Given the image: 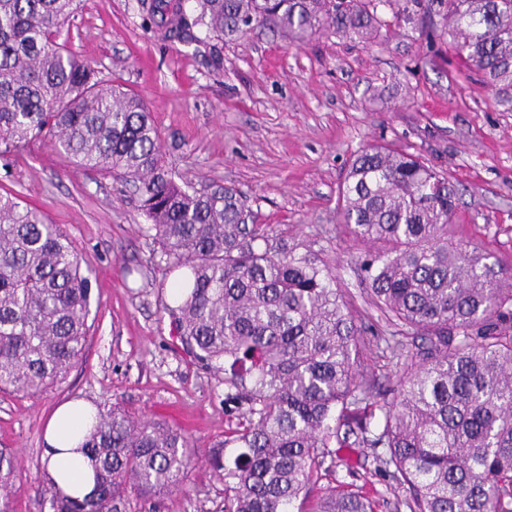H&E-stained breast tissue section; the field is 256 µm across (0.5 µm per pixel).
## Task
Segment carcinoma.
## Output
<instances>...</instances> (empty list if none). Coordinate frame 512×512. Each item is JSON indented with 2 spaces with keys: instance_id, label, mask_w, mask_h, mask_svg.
I'll return each mask as SVG.
<instances>
[{
  "instance_id": "1",
  "label": "carcinoma",
  "mask_w": 512,
  "mask_h": 512,
  "mask_svg": "<svg viewBox=\"0 0 512 512\" xmlns=\"http://www.w3.org/2000/svg\"><path fill=\"white\" fill-rule=\"evenodd\" d=\"M81 0H0V155L47 138L70 162L133 184L166 256L173 333L224 372V406L244 422L207 462L226 512H292L330 448H383L378 470L408 512H512V271L448 242L459 190L421 157L369 145L338 197L372 305L399 339L420 340L399 364L390 400L357 382L368 327L335 278L259 222L235 188L201 191L164 164L143 98L101 78L57 41ZM163 40L226 42L268 28L301 47L315 36L371 43L393 24L429 19L434 38L512 112V0H140ZM391 12L386 20L380 7ZM73 241L39 210L0 194V391L58 385L83 356L91 295ZM382 429L374 432L375 410ZM355 436L349 441V436ZM80 448L95 492L52 489L51 512H134L179 488L190 444L176 430L97 411ZM234 449L233 456L226 449ZM14 452L0 448V512H9ZM313 512H374L330 490Z\"/></svg>"
}]
</instances>
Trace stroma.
I'll list each match as a JSON object with an SVG mask.
<instances>
[{"mask_svg": "<svg viewBox=\"0 0 512 512\" xmlns=\"http://www.w3.org/2000/svg\"><path fill=\"white\" fill-rule=\"evenodd\" d=\"M59 43L100 77L146 101L167 167L201 190L232 185L262 222L292 234L300 252L336 274L364 324L379 316L355 264L364 246L337 213L352 156L383 143L421 155L463 192L449 238L512 270V112L464 76L447 44L427 48L420 26H394L375 42L323 35L307 46L254 30L209 63L211 38L196 46L158 38L139 0H83ZM16 194L60 225L84 258L90 326L83 358L58 386L35 395L0 392V448L13 449L18 474L12 512H48L43 432L55 407L83 398L119 405L181 432L193 445L182 487L144 499L140 512H224V485L207 454L238 424L224 407V376L171 334L160 283L165 259L146 238V218L125 183L75 167L46 139L0 156V192ZM363 386L396 388L399 370L363 348ZM293 512H311L332 488L397 507L370 448H343Z\"/></svg>", "mask_w": 512, "mask_h": 512, "instance_id": "1", "label": "stroma"}]
</instances>
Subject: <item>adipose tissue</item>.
I'll use <instances>...</instances> for the list:
<instances>
[{
  "mask_svg": "<svg viewBox=\"0 0 512 512\" xmlns=\"http://www.w3.org/2000/svg\"><path fill=\"white\" fill-rule=\"evenodd\" d=\"M94 411L90 401L70 400L59 405L46 424L45 469L56 487L69 495L85 496L95 485L94 471L79 448Z\"/></svg>",
  "mask_w": 512,
  "mask_h": 512,
  "instance_id": "adipose-tissue-1",
  "label": "adipose tissue"
}]
</instances>
